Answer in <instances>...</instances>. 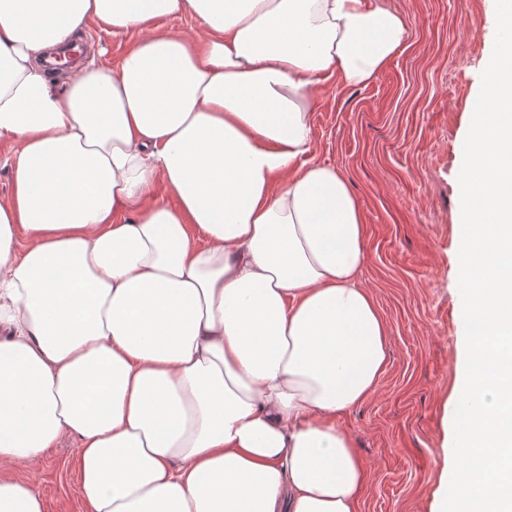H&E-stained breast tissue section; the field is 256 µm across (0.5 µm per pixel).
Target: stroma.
I'll return each instance as SVG.
<instances>
[{"instance_id": "35a3bbf8", "label": "stroma", "mask_w": 512, "mask_h": 512, "mask_svg": "<svg viewBox=\"0 0 512 512\" xmlns=\"http://www.w3.org/2000/svg\"><path fill=\"white\" fill-rule=\"evenodd\" d=\"M404 51L364 86L329 80L311 105L308 162L335 166L367 226L361 275L389 328L374 392L340 427L367 470L359 512H431L453 466L454 387L463 365L458 247L461 146L494 45L493 0H388ZM76 444L47 449L35 487L45 512H86Z\"/></svg>"}]
</instances>
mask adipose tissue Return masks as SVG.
I'll return each mask as SVG.
<instances>
[{
	"label": "adipose tissue",
	"mask_w": 512,
	"mask_h": 512,
	"mask_svg": "<svg viewBox=\"0 0 512 512\" xmlns=\"http://www.w3.org/2000/svg\"><path fill=\"white\" fill-rule=\"evenodd\" d=\"M184 14L204 37L156 26ZM93 27L139 39L57 88L46 55ZM406 37L387 0H0V512H44L7 471L66 439L86 512H358L336 420L388 326L310 105Z\"/></svg>",
	"instance_id": "ef3b65f1"
}]
</instances>
